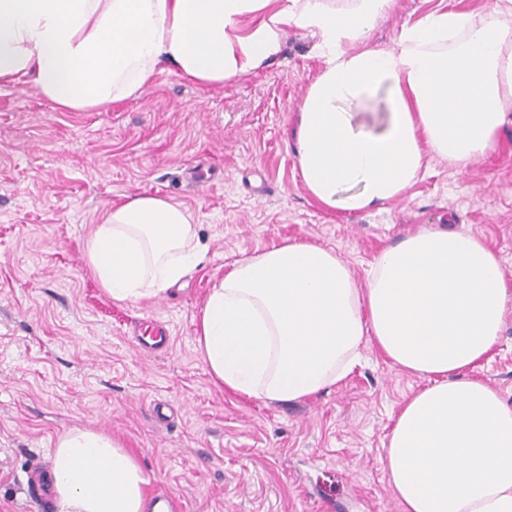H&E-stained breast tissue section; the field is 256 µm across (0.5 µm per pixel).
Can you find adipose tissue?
I'll use <instances>...</instances> for the list:
<instances>
[{"label":"adipose tissue","mask_w":512,"mask_h":512,"mask_svg":"<svg viewBox=\"0 0 512 512\" xmlns=\"http://www.w3.org/2000/svg\"><path fill=\"white\" fill-rule=\"evenodd\" d=\"M395 2L0 0V86L87 112L172 69L224 84L276 57L285 29H305L325 67L300 106L301 181L327 209H379L418 179L427 152L466 166L512 117V6L437 9L403 25L397 48L371 46ZM378 94L376 127L362 107ZM202 260L192 213L152 195L105 208L86 243L88 270L118 302L160 296ZM511 308L499 257L472 235L405 236L362 281L334 250L288 240L232 263L200 309L195 345L214 385L288 403L339 385L376 343L428 381L383 458L402 512H512V405L468 375ZM47 481L54 512H148L137 459L96 429L58 437Z\"/></svg>","instance_id":"ef3b65f1"}]
</instances>
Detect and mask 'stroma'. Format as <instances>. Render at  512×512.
Returning <instances> with one entry per match:
<instances>
[{
    "mask_svg": "<svg viewBox=\"0 0 512 512\" xmlns=\"http://www.w3.org/2000/svg\"><path fill=\"white\" fill-rule=\"evenodd\" d=\"M439 3L396 0L371 45L395 47ZM323 67L315 38L291 26L277 58L221 87L165 72L90 112L0 88V512H40L27 486L74 427L111 434L148 492L182 512H401L381 456L423 378L367 347L329 392L240 400L212 383L196 318L233 261L293 238L335 250L361 279L404 234L445 227L486 241L512 285V123L466 167L427 154L425 174L382 209L331 212L294 155ZM141 193L192 212L204 259L164 296L117 302L88 273L85 244L104 208ZM156 321L168 345L142 350L133 332ZM471 375L512 404V312Z\"/></svg>",
    "mask_w": 512,
    "mask_h": 512,
    "instance_id": "stroma-1",
    "label": "stroma"
}]
</instances>
